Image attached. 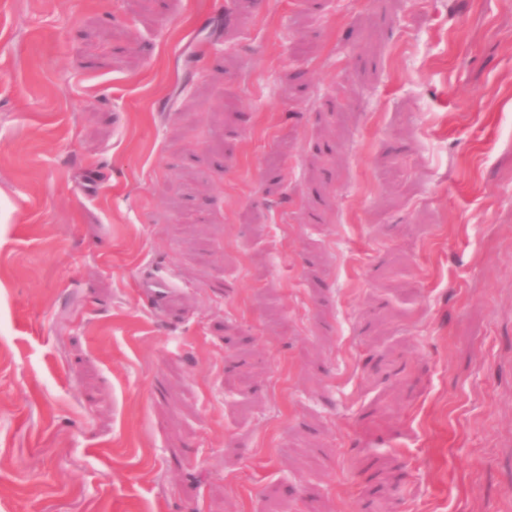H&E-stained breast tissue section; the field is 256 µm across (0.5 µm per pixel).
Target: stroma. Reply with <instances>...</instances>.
Instances as JSON below:
<instances>
[{"label":"stroma","mask_w":512,"mask_h":512,"mask_svg":"<svg viewBox=\"0 0 512 512\" xmlns=\"http://www.w3.org/2000/svg\"><path fill=\"white\" fill-rule=\"evenodd\" d=\"M0 512H512V0H0Z\"/></svg>","instance_id":"stroma-1"}]
</instances>
